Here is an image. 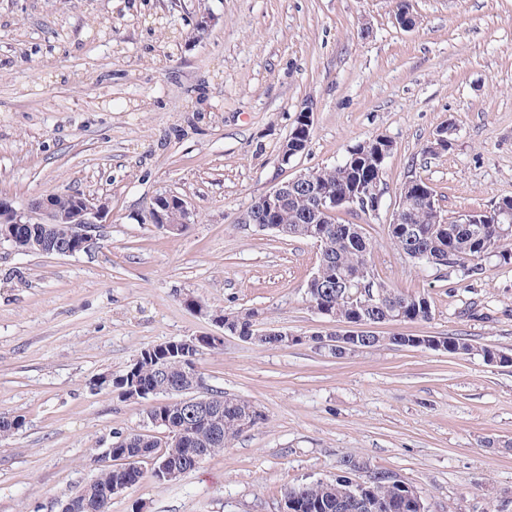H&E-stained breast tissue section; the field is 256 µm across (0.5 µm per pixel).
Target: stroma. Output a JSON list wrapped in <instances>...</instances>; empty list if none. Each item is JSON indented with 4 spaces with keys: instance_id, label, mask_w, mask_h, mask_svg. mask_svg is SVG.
Here are the masks:
<instances>
[{
    "instance_id": "35a3bbf8",
    "label": "stroma",
    "mask_w": 512,
    "mask_h": 512,
    "mask_svg": "<svg viewBox=\"0 0 512 512\" xmlns=\"http://www.w3.org/2000/svg\"><path fill=\"white\" fill-rule=\"evenodd\" d=\"M410 8L406 29L395 0H0V197L22 207L77 191L112 208L86 253L0 240V415L25 420L0 440V512H59L115 436L151 432V400L100 378L250 309L301 343L229 335L198 370L264 422L178 480L143 463L110 512H282L288 487L335 479L349 457L401 476L427 512H512V366L388 344L339 357L307 342L337 329L306 299L316 244L239 221L275 185L385 135L396 148L381 211L341 219L363 225L375 271L425 295L432 316L380 335L460 336L512 356V266L462 278L386 234L415 177L448 214L512 197V0ZM306 107L307 149L280 164ZM449 123L451 148L424 154ZM164 193L193 213L182 234L146 219Z\"/></svg>"
}]
</instances>
